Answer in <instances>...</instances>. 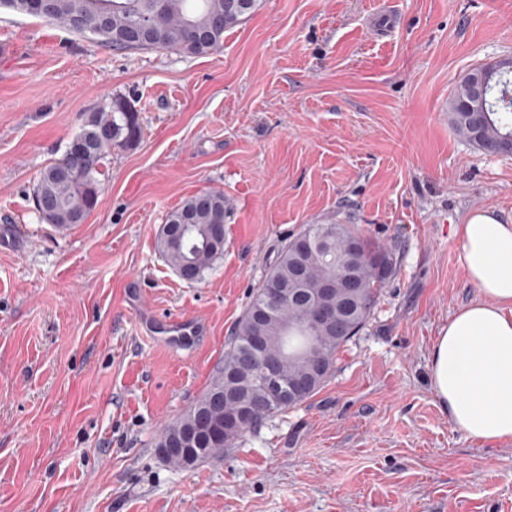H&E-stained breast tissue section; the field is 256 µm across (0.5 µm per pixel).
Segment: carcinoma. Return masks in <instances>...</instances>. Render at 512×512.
<instances>
[{
  "label": "carcinoma",
  "instance_id": "carcinoma-1",
  "mask_svg": "<svg viewBox=\"0 0 512 512\" xmlns=\"http://www.w3.org/2000/svg\"><path fill=\"white\" fill-rule=\"evenodd\" d=\"M32 0H0V7L36 15L83 36H91L114 50H174L206 55L223 47L224 32L240 24L259 6V0H42V10L34 12ZM512 70L494 65L476 66L458 81L449 100L448 118L453 128L471 145L487 154L512 155ZM142 128L129 103L111 104L105 112H93L82 129L69 141L64 154L43 168L33 189V200L47 202L38 207L39 218L58 228L85 222L96 208L99 194V163L113 146L134 147ZM227 204L224 192L208 190L186 199L171 211L162 225L157 249L168 265L186 281L201 279L224 244L209 248L184 245L178 229L195 226L199 235L212 224L224 223ZM299 235L321 241L307 257L293 251L289 240L277 256L237 322L224 367L214 377L207 396L224 389L225 380L236 377L257 393H264L262 360L251 352L250 340L257 331L281 345L284 327L288 334V357L280 362L281 373L290 381L307 380L299 394L287 401L266 399L253 410L239 436L256 431L267 420L315 395L336 369L340 354L371 320L381 291L400 266L396 249L363 233L356 224H306ZM355 241L359 250L348 252ZM348 281L342 289V322L323 335L316 354L318 366L298 353L307 344V297L324 281ZM282 288L286 297L279 307L264 317L271 291Z\"/></svg>",
  "mask_w": 512,
  "mask_h": 512
}]
</instances>
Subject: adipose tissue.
Returning <instances> with one entry per match:
<instances>
[{"mask_svg": "<svg viewBox=\"0 0 512 512\" xmlns=\"http://www.w3.org/2000/svg\"><path fill=\"white\" fill-rule=\"evenodd\" d=\"M456 233L482 298L453 315L431 351L432 388L469 437L512 440V224L477 211Z\"/></svg>", "mask_w": 512, "mask_h": 512, "instance_id": "1", "label": "adipose tissue"}]
</instances>
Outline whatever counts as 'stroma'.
Here are the masks:
<instances>
[{
  "instance_id": "obj_1",
  "label": "stroma",
  "mask_w": 512,
  "mask_h": 512,
  "mask_svg": "<svg viewBox=\"0 0 512 512\" xmlns=\"http://www.w3.org/2000/svg\"><path fill=\"white\" fill-rule=\"evenodd\" d=\"M0 512H512V442L443 411L430 352L479 300L454 234L512 222V157L452 127L476 64L512 57V0H262L206 55L115 51L0 8ZM123 98L139 143L101 162L82 224L32 189L90 113ZM223 191L224 251L188 282L161 257L169 212ZM356 224L400 253L323 388L215 459L157 452L224 364L278 252ZM154 315L203 322L187 346Z\"/></svg>"
}]
</instances>
